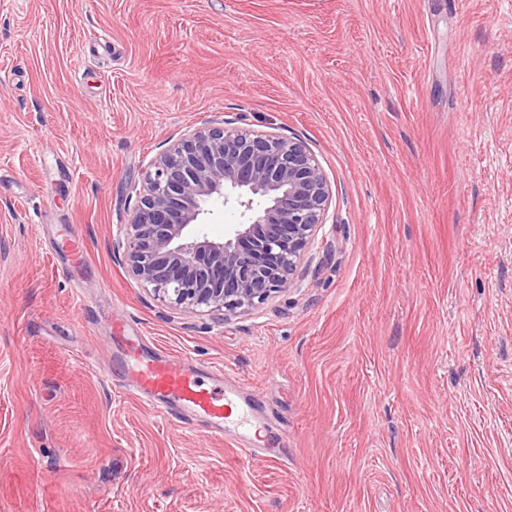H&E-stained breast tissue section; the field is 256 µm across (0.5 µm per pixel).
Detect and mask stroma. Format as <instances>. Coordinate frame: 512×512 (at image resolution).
I'll list each match as a JSON object with an SVG mask.
<instances>
[{
  "label": "stroma",
  "mask_w": 512,
  "mask_h": 512,
  "mask_svg": "<svg viewBox=\"0 0 512 512\" xmlns=\"http://www.w3.org/2000/svg\"><path fill=\"white\" fill-rule=\"evenodd\" d=\"M212 120L332 189L221 323L112 248ZM123 322L257 395L252 455L123 389ZM0 512H512V0H0Z\"/></svg>",
  "instance_id": "stroma-1"
}]
</instances>
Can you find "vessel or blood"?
<instances>
[{
  "instance_id": "b4317fda",
  "label": "vessel or blood",
  "mask_w": 512,
  "mask_h": 512,
  "mask_svg": "<svg viewBox=\"0 0 512 512\" xmlns=\"http://www.w3.org/2000/svg\"><path fill=\"white\" fill-rule=\"evenodd\" d=\"M142 341L133 331L122 337L119 362L130 390L153 408L184 424L208 421L214 434L249 424V406L235 390L205 385L199 369L180 355L145 354Z\"/></svg>"
}]
</instances>
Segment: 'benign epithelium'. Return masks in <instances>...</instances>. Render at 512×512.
Segmentation results:
<instances>
[{
	"label": "benign epithelium",
	"mask_w": 512,
	"mask_h": 512,
	"mask_svg": "<svg viewBox=\"0 0 512 512\" xmlns=\"http://www.w3.org/2000/svg\"><path fill=\"white\" fill-rule=\"evenodd\" d=\"M216 195L234 198L245 216L221 241L199 230ZM330 204L329 181L304 144L210 121L148 165L120 225L119 259L158 299L223 320L294 287Z\"/></svg>",
	"instance_id": "1"
}]
</instances>
